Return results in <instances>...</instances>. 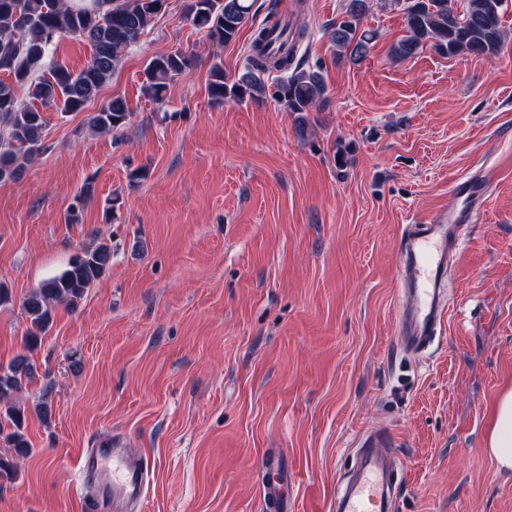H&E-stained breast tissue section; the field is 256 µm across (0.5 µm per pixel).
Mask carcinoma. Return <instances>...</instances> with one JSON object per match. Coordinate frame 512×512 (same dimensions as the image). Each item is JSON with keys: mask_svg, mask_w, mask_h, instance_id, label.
Instances as JSON below:
<instances>
[{"mask_svg": "<svg viewBox=\"0 0 512 512\" xmlns=\"http://www.w3.org/2000/svg\"><path fill=\"white\" fill-rule=\"evenodd\" d=\"M372 0H347L345 17L331 24V42L338 51L358 62L369 53L377 37L360 26ZM404 3L406 35L391 49L396 60H405L429 46L445 57L460 53L497 55L507 33L502 24L506 0H464L463 10L455 0H393ZM254 0H187V16L218 48L236 41L252 13ZM156 11L149 0H0V181L14 180L25 163L41 150L46 128L44 112L56 108L80 112L94 99L120 66L125 51L135 44ZM272 17L255 31L248 65L238 79L228 84L220 64L211 67L210 93L218 101L260 99L271 96L306 124L304 113L323 105L326 86L321 67H311L297 57L298 43L306 25ZM73 36L87 41L92 54L79 72L61 62L46 75L49 49L56 39ZM192 62L179 50L150 59L144 69L142 93L154 102L164 101L169 84ZM278 72L274 91L268 92L266 75ZM132 110L126 99L115 97L88 118L95 132H118L130 122ZM112 250L100 243L75 254L59 273L43 281L23 301L30 327L24 347L36 349L50 328L56 305H79L86 293L106 273ZM37 376V368L24 356L0 365V434L8 446L23 456L29 445L24 436L26 411L16 398Z\"/></svg>", "mask_w": 512, "mask_h": 512, "instance_id": "obj_1", "label": "carcinoma"}]
</instances>
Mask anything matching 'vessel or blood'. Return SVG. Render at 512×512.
<instances>
[{"label":"vessel or blood","instance_id":"b4317fda","mask_svg":"<svg viewBox=\"0 0 512 512\" xmlns=\"http://www.w3.org/2000/svg\"><path fill=\"white\" fill-rule=\"evenodd\" d=\"M490 182L485 172L458 181L453 192L457 208L437 211L404 225L400 236L402 264L398 272L400 304L397 333L400 345L423 353L439 335L449 309L448 264L463 240V228L484 208ZM395 454L386 434L374 432L359 443L357 466L331 502L333 512H391ZM84 512H130L143 499L154 464L116 440L88 449L78 464ZM261 498L267 512H291L285 485L288 472L279 456L261 463Z\"/></svg>","mask_w":512,"mask_h":512}]
</instances>
